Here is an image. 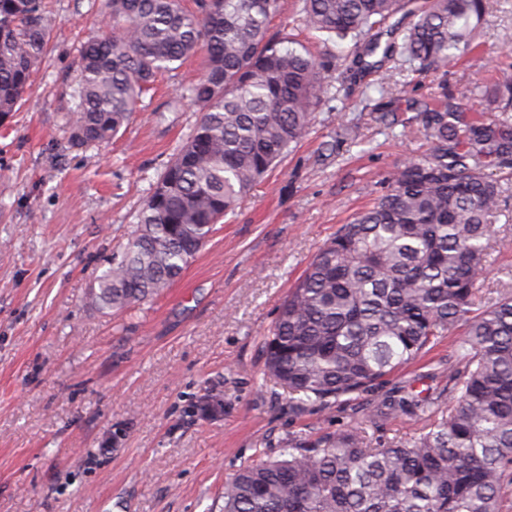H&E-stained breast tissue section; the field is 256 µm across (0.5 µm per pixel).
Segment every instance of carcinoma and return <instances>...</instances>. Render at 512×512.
I'll return each mask as SVG.
<instances>
[{"label":"carcinoma","mask_w":512,"mask_h":512,"mask_svg":"<svg viewBox=\"0 0 512 512\" xmlns=\"http://www.w3.org/2000/svg\"><path fill=\"white\" fill-rule=\"evenodd\" d=\"M487 0H299V21L350 53L315 58L268 34L280 0H107L106 27L89 37L66 92L70 147L112 140L157 74L187 58L201 76L179 98L201 116L136 216V229L90 288L89 303L118 313L161 294L213 227L310 134L330 97V71L351 90L405 61L436 76L472 48ZM57 18L45 0H0V120L17 110L47 54ZM481 96L494 117L441 92L412 117L430 153L387 179L372 206L341 226L289 290L265 337L266 375L288 410L347 404L464 330L448 361V393L401 386L352 424L288 437L224 484V512H500L512 483V293L477 297L512 175V71ZM428 416L405 441L374 433Z\"/></svg>","instance_id":"cac0c4a2"}]
</instances>
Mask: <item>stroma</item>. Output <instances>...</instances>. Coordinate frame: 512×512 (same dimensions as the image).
<instances>
[{
	"label": "stroma",
	"instance_id": "obj_1",
	"mask_svg": "<svg viewBox=\"0 0 512 512\" xmlns=\"http://www.w3.org/2000/svg\"><path fill=\"white\" fill-rule=\"evenodd\" d=\"M51 5L59 22L45 63L0 124V512H222L240 466L277 455L289 434L343 428L383 395L292 414L264 377V338L319 249L372 205L391 171L429 152L423 135L374 121L387 89L408 83L412 116L440 87L457 95L486 84L512 65V0H491L476 47L442 81L402 67L339 91L182 276L116 314L91 307L88 291L199 118L178 95L201 61L159 75L108 146L71 148L62 93L105 4ZM296 7L282 0L271 34L319 53L351 48L303 30ZM504 194L483 299L512 291V182ZM459 341L441 339L388 386L442 389L437 373Z\"/></svg>",
	"mask_w": 512,
	"mask_h": 512
}]
</instances>
